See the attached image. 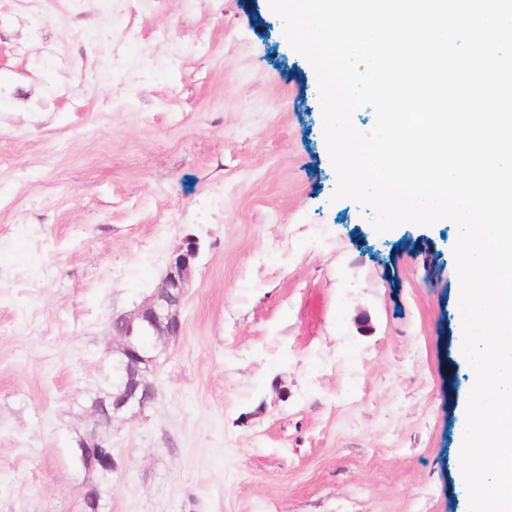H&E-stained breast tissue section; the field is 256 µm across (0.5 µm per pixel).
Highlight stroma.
Listing matches in <instances>:
<instances>
[{"mask_svg":"<svg viewBox=\"0 0 512 512\" xmlns=\"http://www.w3.org/2000/svg\"><path fill=\"white\" fill-rule=\"evenodd\" d=\"M269 0H0V512H469L456 225L333 200ZM201 252L144 411L113 315ZM105 437L97 434L96 432H92L85 436L79 437L76 441L77 448L80 452V458L85 466H88L91 469H95L100 477L107 478L112 475V472L116 468V462L113 457H105L94 460L91 455L92 448H100L99 440L104 439ZM90 454V455H89Z\"/></svg>","mask_w":512,"mask_h":512,"instance_id":"obj_1","label":"stroma"}]
</instances>
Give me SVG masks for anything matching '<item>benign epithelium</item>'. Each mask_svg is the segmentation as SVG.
<instances>
[{"label": "benign epithelium", "instance_id": "obj_1", "mask_svg": "<svg viewBox=\"0 0 512 512\" xmlns=\"http://www.w3.org/2000/svg\"><path fill=\"white\" fill-rule=\"evenodd\" d=\"M200 251L199 240L184 239L171 255L165 275L148 299L132 313L112 317L113 338L119 347L113 351L112 400L96 407L99 423L109 425L121 413L140 411L156 398L150 381L167 348L182 333L180 315L185 289L188 288L194 262ZM103 436L92 432L78 438L77 448L84 465L100 477L112 475L116 468L113 457L94 459L91 450L100 447Z\"/></svg>", "mask_w": 512, "mask_h": 512}]
</instances>
